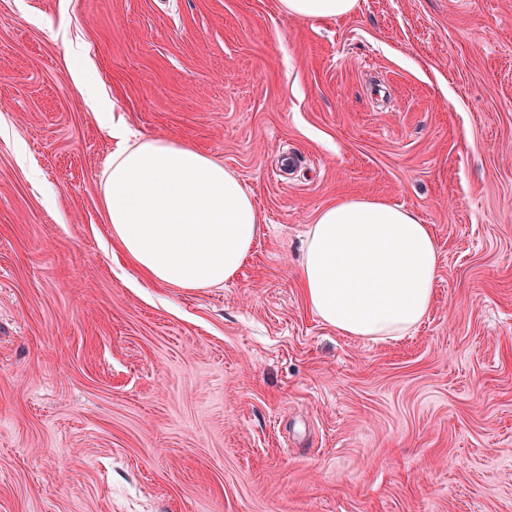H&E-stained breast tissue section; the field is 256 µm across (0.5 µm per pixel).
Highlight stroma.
Returning a JSON list of instances; mask_svg holds the SVG:
<instances>
[{
	"label": "stroma",
	"mask_w": 512,
	"mask_h": 512,
	"mask_svg": "<svg viewBox=\"0 0 512 512\" xmlns=\"http://www.w3.org/2000/svg\"><path fill=\"white\" fill-rule=\"evenodd\" d=\"M236 172L235 280H145L109 233L114 142ZM381 199L440 276L399 341L297 281L316 213ZM0 512H512V0H0ZM290 15L300 18H333L349 14L356 0H281Z\"/></svg>",
	"instance_id": "obj_1"
}]
</instances>
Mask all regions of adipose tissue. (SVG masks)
Here are the masks:
<instances>
[{
	"label": "adipose tissue",
	"instance_id": "1",
	"mask_svg": "<svg viewBox=\"0 0 512 512\" xmlns=\"http://www.w3.org/2000/svg\"><path fill=\"white\" fill-rule=\"evenodd\" d=\"M103 202L121 253L149 281L212 288L247 261L260 216L241 179L195 148L113 128ZM440 275L430 225L402 206L347 198L310 224L297 276L309 310L343 336L395 341L427 318Z\"/></svg>",
	"mask_w": 512,
	"mask_h": 512
}]
</instances>
